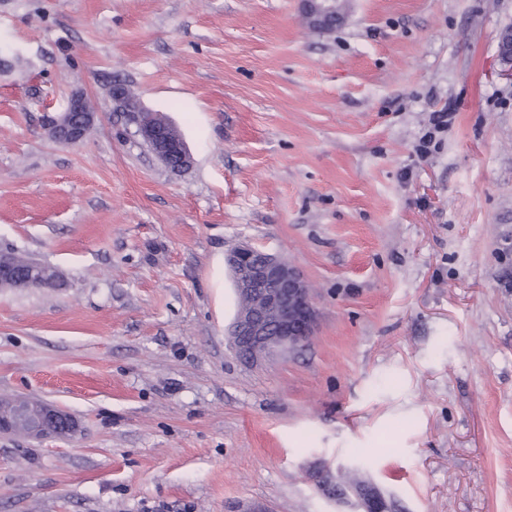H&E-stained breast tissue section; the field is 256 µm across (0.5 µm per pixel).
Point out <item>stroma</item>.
<instances>
[{"label": "stroma", "instance_id": "35a3bbf8", "mask_svg": "<svg viewBox=\"0 0 512 512\" xmlns=\"http://www.w3.org/2000/svg\"><path fill=\"white\" fill-rule=\"evenodd\" d=\"M0 0V512H512V0ZM167 116L170 173L110 89ZM84 139H51L72 93ZM447 128L434 132L435 113ZM427 155L417 147L426 133ZM303 273L308 344L249 362L225 254ZM304 19L311 28L329 29L336 24L337 0H304ZM62 286L56 269L29 260L17 261L12 251L0 250V287L10 288H59ZM78 423L65 409L53 404L18 400L10 414H0V434L22 433L34 439L73 436Z\"/></svg>", "mask_w": 512, "mask_h": 512}]
</instances>
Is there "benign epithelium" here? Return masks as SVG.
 Wrapping results in <instances>:
<instances>
[{
	"instance_id": "7a95c632",
	"label": "benign epithelium",
	"mask_w": 512,
	"mask_h": 512,
	"mask_svg": "<svg viewBox=\"0 0 512 512\" xmlns=\"http://www.w3.org/2000/svg\"><path fill=\"white\" fill-rule=\"evenodd\" d=\"M337 0H304V19L317 29L336 24ZM112 107L124 112L136 126V133L150 145L153 154L170 171L179 173L192 162L191 153L174 125L142 104L131 106L124 87L111 90ZM83 95L71 96L64 111L49 121L51 137L61 143L80 142L94 123ZM238 301L251 311L238 312L228 335L239 356L255 360L275 352L296 349L313 336L316 310L302 272L283 258L252 246H239L225 255ZM56 269L31 260L24 264L8 250H0V287L59 288ZM78 423L65 409L53 404L19 400L13 411L0 414V434L22 433L34 439L72 436Z\"/></svg>"
}]
</instances>
